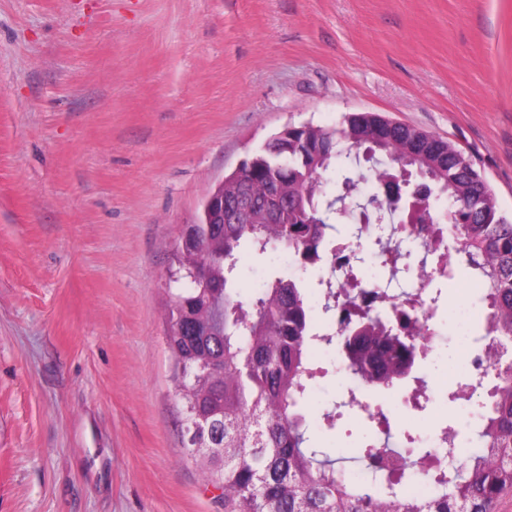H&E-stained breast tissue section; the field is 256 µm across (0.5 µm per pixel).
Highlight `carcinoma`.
<instances>
[{
	"label": "carcinoma",
	"mask_w": 512,
	"mask_h": 512,
	"mask_svg": "<svg viewBox=\"0 0 512 512\" xmlns=\"http://www.w3.org/2000/svg\"><path fill=\"white\" fill-rule=\"evenodd\" d=\"M370 164L372 188L364 191L361 162ZM424 176L440 204L430 210L439 232L448 233L453 250L477 276L465 277L480 289L486 314V355L495 379L487 400L477 404L478 452L442 467L433 449L413 435L387 465L376 467L371 481H357L336 457L318 448L309 435L304 411L313 383L322 374L310 349L330 346L336 335L320 333L317 312L352 300L344 288L304 276L308 264L336 250V224L349 218V236L363 243L366 269L382 260L391 276L411 258L404 251L405 228L394 221L396 202L410 197L404 171ZM288 180L286 221L262 223L258 211L224 208V223L207 224L198 248L178 260L175 282L183 285L169 310L167 333L174 377L183 395L186 417L202 414L211 425L210 441L224 443V459L212 460L209 483L224 493V512H493L501 495L512 491V362L500 347L512 342V218L502 212L493 190L474 163L445 140L395 124L375 112L344 115L325 128L306 123L288 127V150L274 152L269 142L241 169L224 178V195L245 184L259 202L273 195L270 176ZM275 256L301 270L274 273L244 296L237 288L243 252ZM359 333L339 339L343 371L354 383L391 390L412 378L423 394L425 380L406 368L418 358L419 335L394 332L391 314L380 305L363 317ZM213 364L222 372L205 375ZM391 449L373 442L355 449L362 468ZM427 476L429 490L409 492L416 475Z\"/></svg>",
	"instance_id": "carcinoma-1"
}]
</instances>
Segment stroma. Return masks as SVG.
Here are the masks:
<instances>
[{"label": "stroma", "instance_id": "obj_1", "mask_svg": "<svg viewBox=\"0 0 512 512\" xmlns=\"http://www.w3.org/2000/svg\"><path fill=\"white\" fill-rule=\"evenodd\" d=\"M349 112L452 142L512 216V0H0V512H224L166 342L179 231ZM322 366L310 432L347 453L378 431Z\"/></svg>", "mask_w": 512, "mask_h": 512}]
</instances>
